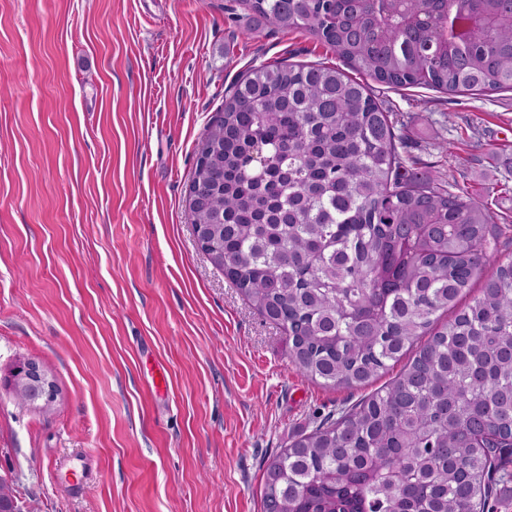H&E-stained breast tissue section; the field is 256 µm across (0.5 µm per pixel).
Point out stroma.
<instances>
[{
    "instance_id": "stroma-1",
    "label": "stroma",
    "mask_w": 512,
    "mask_h": 512,
    "mask_svg": "<svg viewBox=\"0 0 512 512\" xmlns=\"http://www.w3.org/2000/svg\"><path fill=\"white\" fill-rule=\"evenodd\" d=\"M283 58L342 63L239 0H0V478L25 512H261L267 461L372 393L300 375L186 217L226 87ZM372 91L512 261V92ZM25 360L51 411L15 399ZM74 456L81 490L53 478ZM11 387L17 399L41 411H49L56 400L52 375L39 363L25 361L14 370Z\"/></svg>"
}]
</instances>
